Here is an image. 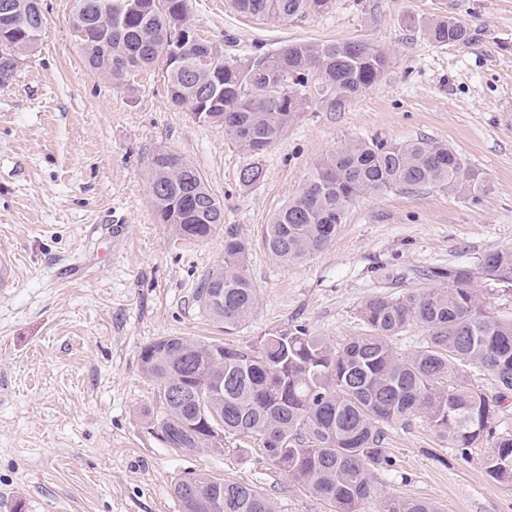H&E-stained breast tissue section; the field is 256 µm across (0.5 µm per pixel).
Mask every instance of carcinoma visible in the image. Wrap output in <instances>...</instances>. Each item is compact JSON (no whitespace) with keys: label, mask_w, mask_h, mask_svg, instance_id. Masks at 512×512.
<instances>
[{"label":"carcinoma","mask_w":512,"mask_h":512,"mask_svg":"<svg viewBox=\"0 0 512 512\" xmlns=\"http://www.w3.org/2000/svg\"><path fill=\"white\" fill-rule=\"evenodd\" d=\"M34 0L22 3L29 29L43 26ZM76 0L73 19L99 34L83 47L90 71L112 69V81L160 62L171 102L199 122L216 123L243 151L258 157L305 111L309 77L318 76L317 101L332 112L377 84L391 65L388 52L368 41L293 42L251 64L224 60L198 38L174 40L190 28L188 0ZM330 0H230L234 10L263 19H288L327 7ZM437 44L467 41L466 26L441 17L426 28ZM209 56L208 65L200 57ZM264 179L260 163L243 167L244 187ZM436 187L478 203L487 191L479 175L451 150L424 141L353 140L321 158L304 189L265 225L267 252L286 265L327 248L355 201L392 188ZM150 188L160 223L188 241L208 238L224 223V203L185 157L160 149L150 162ZM248 245L224 228V262L209 271L197 301L230 333L257 304L248 275ZM443 288H409L396 297L374 295L359 315L365 330L332 345L297 325L264 336L254 348L162 336L141 352V369L159 388L164 412L152 420L169 448L219 450L226 436L258 437L268 459L289 479L331 501L336 512H364L375 492L374 472L388 463L383 428L414 416L448 440L461 457L483 443L491 478L512 483V431L498 419L500 399L470 383L462 366L481 368L512 392V319L483 301L475 283L512 290V249H495L479 263L429 270ZM411 325L424 342L408 353L391 337ZM182 512H275L255 488L199 472L174 489ZM382 512H438L426 500L390 497Z\"/></svg>","instance_id":"1"}]
</instances>
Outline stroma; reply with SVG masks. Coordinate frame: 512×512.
<instances>
[{
  "label": "stroma",
  "mask_w": 512,
  "mask_h": 512,
  "mask_svg": "<svg viewBox=\"0 0 512 512\" xmlns=\"http://www.w3.org/2000/svg\"><path fill=\"white\" fill-rule=\"evenodd\" d=\"M75 0H41L42 36L0 86V512H182L175 485L205 472L246 483L276 512H336L291 481L257 440L186 454L150 426L161 415L141 352L161 336L249 347L293 325L338 344L364 329L361 304L427 288V269L512 249V0H332L288 20L238 14L227 0H190L198 35L241 64L291 42L365 40L392 63L338 112L312 103L268 147L262 182L223 127L172 105L161 68L125 84L92 74L71 23ZM448 16L463 44L424 34ZM417 139L453 149L487 184L479 203L434 187L360 199L324 250L294 265L263 246V228L305 187L315 162L347 141ZM193 162L248 244L258 295L249 321L224 333L196 291L224 260V233L200 242L158 223L149 163L160 148ZM380 512L391 496L439 512H512V484L482 467L488 445L460 457L422 419L383 429Z\"/></svg>",
  "instance_id": "1"
}]
</instances>
